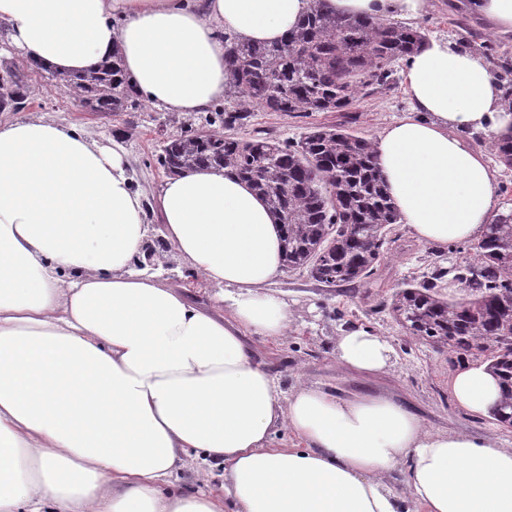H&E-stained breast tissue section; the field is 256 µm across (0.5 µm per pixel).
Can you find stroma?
Listing matches in <instances>:
<instances>
[{"instance_id":"obj_1","label":"stroma","mask_w":512,"mask_h":512,"mask_svg":"<svg viewBox=\"0 0 512 512\" xmlns=\"http://www.w3.org/2000/svg\"><path fill=\"white\" fill-rule=\"evenodd\" d=\"M427 36H443L457 46L481 53L492 66H499L503 53L512 54V34L493 33L468 8V0H434L427 15L418 21ZM5 25H0V75L13 70L23 80L27 97L26 115L84 126L123 144L135 184L144 198L145 221L150 228L148 245L160 237L159 220L152 207L153 196L165 177L156 162L165 141L179 137L189 127L205 128L200 115L165 112L140 104L128 112H94L82 104V95L66 77L37 69L20 50L5 51ZM411 108L403 82L371 87L355 108L346 112L288 113L252 108L241 137L255 133L281 141L299 140L311 128L339 126L359 136L375 139L379 132ZM390 242L378 263L376 280L348 288L316 281L304 269H285L271 286V295L285 301L291 312L288 333L281 339L248 337L257 358L279 381L283 393L301 384L342 395L392 397L414 412L434 433L463 432L489 439L501 448H512V428L493 418L472 415L456 405L448 390L452 366L447 350L416 339L392 316L393 294L412 281L422 280L433 265L450 266L458 252L439 251L418 243L403 224L394 225ZM162 281L181 287L197 306L220 313L214 288L193 279L185 263L167 254L159 272ZM362 327L384 336L393 347L389 372L365 378L341 370L336 364V342L342 333ZM223 464L189 456L187 465L173 478L174 489L188 492L200 486L221 493Z\"/></svg>"}]
</instances>
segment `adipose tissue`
<instances>
[{"label":"adipose tissue","mask_w":512,"mask_h":512,"mask_svg":"<svg viewBox=\"0 0 512 512\" xmlns=\"http://www.w3.org/2000/svg\"><path fill=\"white\" fill-rule=\"evenodd\" d=\"M383 22L431 0H324ZM312 0H0L25 58L76 74L120 56L154 107L191 114L228 90L225 36L273 43ZM409 114L374 141L403 224L423 244L480 239L498 173L469 140L512 134V109L476 52L430 37L408 58ZM160 233L229 313L133 271L149 232L120 142L43 118L0 121V512H512V448L433 433L388 397L302 385L282 394L247 339L286 336L267 289L285 267L280 218L224 168L166 177ZM382 336H339L336 363L391 366ZM455 403L492 412L484 365L451 374ZM285 428L298 447L271 445ZM223 463L224 496L170 490L189 453ZM410 462L406 495L388 474Z\"/></svg>","instance_id":"1"}]
</instances>
